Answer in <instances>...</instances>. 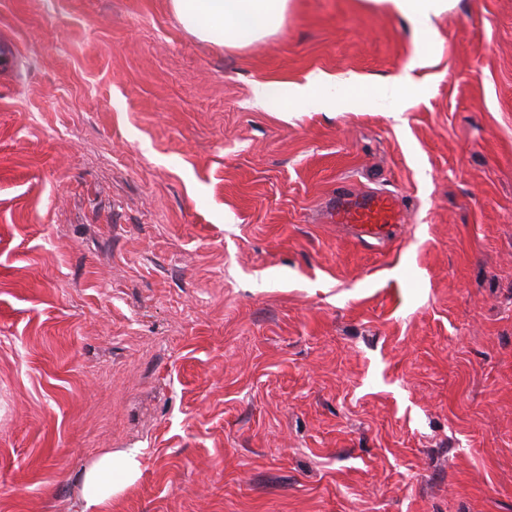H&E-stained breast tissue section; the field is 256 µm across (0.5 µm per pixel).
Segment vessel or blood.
Here are the masks:
<instances>
[{
    "label": "vessel or blood",
    "mask_w": 512,
    "mask_h": 512,
    "mask_svg": "<svg viewBox=\"0 0 512 512\" xmlns=\"http://www.w3.org/2000/svg\"><path fill=\"white\" fill-rule=\"evenodd\" d=\"M326 217L329 222L343 225L359 240L379 245L405 220L397 197L380 190L359 194L338 191L326 208Z\"/></svg>",
    "instance_id": "b4317fda"
}]
</instances>
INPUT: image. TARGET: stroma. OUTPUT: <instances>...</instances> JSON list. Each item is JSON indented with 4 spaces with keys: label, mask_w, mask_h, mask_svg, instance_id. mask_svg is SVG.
Listing matches in <instances>:
<instances>
[{
    "label": "stroma",
    "mask_w": 512,
    "mask_h": 512,
    "mask_svg": "<svg viewBox=\"0 0 512 512\" xmlns=\"http://www.w3.org/2000/svg\"><path fill=\"white\" fill-rule=\"evenodd\" d=\"M433 25L288 0L221 45L170 0H0V512H77L124 448L116 512H512V0ZM314 71L359 108L255 104ZM340 186L401 237L327 223ZM410 94L406 77L395 78L390 84L377 88L376 96L382 102H400ZM325 212L330 223L343 224L359 240L379 246L391 237L396 224L405 220L397 197L381 190L359 194L338 191ZM140 451L125 448L108 451L83 471V495L79 512H110L118 498L141 475Z\"/></svg>",
    "instance_id": "stroma-1"
}]
</instances>
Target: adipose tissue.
Masks as SVG:
<instances>
[{
  "mask_svg": "<svg viewBox=\"0 0 512 512\" xmlns=\"http://www.w3.org/2000/svg\"><path fill=\"white\" fill-rule=\"evenodd\" d=\"M175 14L196 35L217 43L248 42L278 29L288 0H171ZM358 78L339 80L314 72L301 83H258L253 95L258 103L278 98L284 111L298 112L316 104L343 112L359 105ZM141 475L140 451L125 448L108 451L83 471V495L79 512H110L112 502Z\"/></svg>",
  "mask_w": 512,
  "mask_h": 512,
  "instance_id": "1",
  "label": "adipose tissue"
}]
</instances>
